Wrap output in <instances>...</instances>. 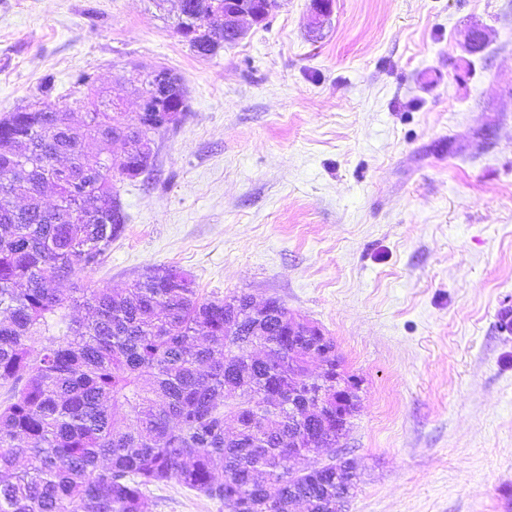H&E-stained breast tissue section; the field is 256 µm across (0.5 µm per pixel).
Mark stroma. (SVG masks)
Segmentation results:
<instances>
[{
  "instance_id": "stroma-1",
  "label": "stroma",
  "mask_w": 512,
  "mask_h": 512,
  "mask_svg": "<svg viewBox=\"0 0 512 512\" xmlns=\"http://www.w3.org/2000/svg\"><path fill=\"white\" fill-rule=\"evenodd\" d=\"M177 0H0V118L76 78L138 101V65L181 76L188 112L79 288L175 266L203 297H274L333 337L359 384L340 449L346 512H512V0H279L193 54ZM485 34L482 52L463 45ZM148 512H230L170 480Z\"/></svg>"
}]
</instances>
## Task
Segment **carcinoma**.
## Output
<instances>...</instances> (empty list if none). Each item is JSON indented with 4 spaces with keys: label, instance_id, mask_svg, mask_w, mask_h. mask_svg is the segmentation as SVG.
Here are the masks:
<instances>
[{
    "label": "carcinoma",
    "instance_id": "carcinoma-1",
    "mask_svg": "<svg viewBox=\"0 0 512 512\" xmlns=\"http://www.w3.org/2000/svg\"><path fill=\"white\" fill-rule=\"evenodd\" d=\"M239 0H180L174 30L200 57L216 54L224 15ZM160 97L174 122L144 131L122 121L118 104L94 93L61 96L0 119V512H146L143 488L176 480L224 502L230 512H344L359 473L346 455L292 469L295 440L309 456L338 445L350 423L323 393L307 408L288 405V384L315 376L296 346H318L336 368L333 338L299 336L257 310L246 293L199 296L175 266L152 267L127 286L78 288L54 282L99 266L127 216L116 180L151 172L138 163L142 141L186 116L183 79L168 72ZM140 97L157 78L135 68ZM123 145L117 155L105 149ZM51 188L54 202L42 196ZM92 311L65 323V310Z\"/></svg>",
    "mask_w": 512,
    "mask_h": 512
}]
</instances>
